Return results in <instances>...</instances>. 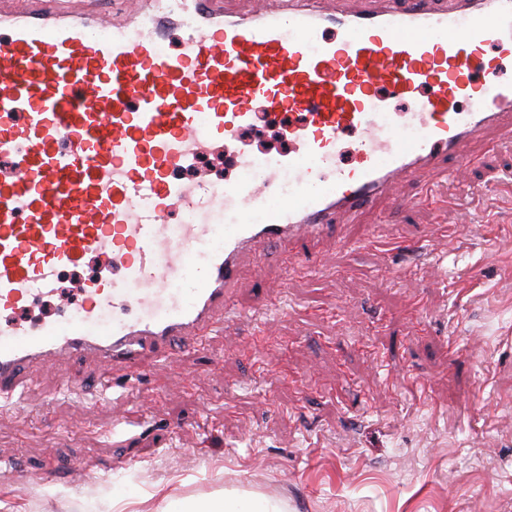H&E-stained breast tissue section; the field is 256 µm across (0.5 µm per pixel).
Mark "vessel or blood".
<instances>
[{
	"label": "vessel or blood",
	"mask_w": 512,
	"mask_h": 512,
	"mask_svg": "<svg viewBox=\"0 0 512 512\" xmlns=\"http://www.w3.org/2000/svg\"><path fill=\"white\" fill-rule=\"evenodd\" d=\"M20 2L0 10L1 399L48 361L91 358L106 388L173 364L234 321L245 263L281 246L314 269L305 246L338 218L412 205L405 185L466 172L475 140L512 127V0H257L249 16L138 0L127 22ZM260 108L299 115L291 151L239 152L238 180L179 178ZM349 130L363 164L337 161ZM91 254L102 272L66 318L20 319Z\"/></svg>",
	"instance_id": "vessel-or-blood-1"
}]
</instances>
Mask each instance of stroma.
<instances>
[{
	"mask_svg": "<svg viewBox=\"0 0 512 512\" xmlns=\"http://www.w3.org/2000/svg\"><path fill=\"white\" fill-rule=\"evenodd\" d=\"M474 149L426 202L313 246L316 274L276 250L244 268L236 320L134 389L94 399L86 361L34 370L0 408V512L223 491L286 512H512V132ZM75 373L86 396L64 389Z\"/></svg>",
	"mask_w": 512,
	"mask_h": 512,
	"instance_id": "obj_1",
	"label": "stroma"
}]
</instances>
